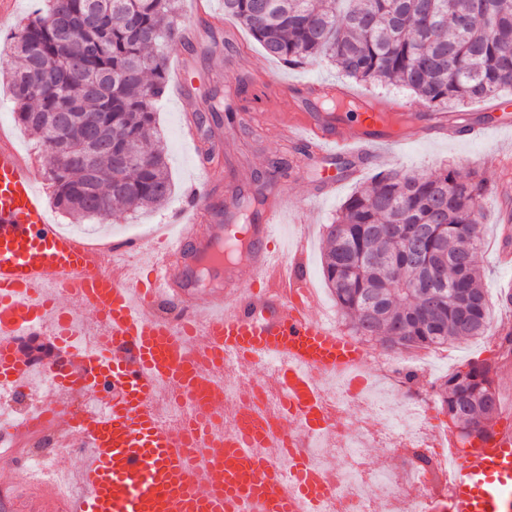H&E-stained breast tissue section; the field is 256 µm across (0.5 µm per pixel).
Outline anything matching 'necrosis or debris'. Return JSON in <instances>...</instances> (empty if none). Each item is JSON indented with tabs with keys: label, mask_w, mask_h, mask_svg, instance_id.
Here are the masks:
<instances>
[{
	"label": "necrosis or debris",
	"mask_w": 512,
	"mask_h": 512,
	"mask_svg": "<svg viewBox=\"0 0 512 512\" xmlns=\"http://www.w3.org/2000/svg\"><path fill=\"white\" fill-rule=\"evenodd\" d=\"M420 362L408 358L382 362L380 372L390 381L387 395H379L372 384L352 387L349 382L324 378L318 395L321 410L334 428L331 445L320 435H308L305 451L321 470L322 480L335 486V496L321 499L310 512H430L433 503L446 501L452 493V453L459 450L455 430L434 432L432 406L420 389L408 387L405 375L418 372ZM279 363H271L265 374L252 376L239 369L235 357H225L215 374L229 395L251 400L278 426L284 393L278 387ZM379 412L378 421H358L359 413ZM382 446L400 456L401 466L380 476L366 461V448ZM344 465H333L330 453ZM409 480L416 492L400 495V480Z\"/></svg>",
	"instance_id": "1"
}]
</instances>
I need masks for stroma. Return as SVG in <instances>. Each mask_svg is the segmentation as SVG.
<instances>
[{
  "label": "stroma",
  "mask_w": 512,
  "mask_h": 512,
  "mask_svg": "<svg viewBox=\"0 0 512 512\" xmlns=\"http://www.w3.org/2000/svg\"><path fill=\"white\" fill-rule=\"evenodd\" d=\"M43 2L13 0L11 20L0 23V129L20 150L35 155L40 152L37 138L21 128L14 118V103L7 80L12 59L5 47L18 25L35 14ZM180 7L184 18L183 32L189 45L170 55L168 69L173 72L184 68L188 80L183 99L166 93L156 109L158 121L165 131L163 144L175 194L163 208L146 212L135 220L127 219L125 213L118 211L111 218L85 222L83 231L97 238L116 242L126 237L148 235L182 206L186 191L196 180H209L212 198L223 200L230 182L221 177L208 179L202 157L208 144H215L219 166L232 171L235 175L233 183L239 186L250 184L253 171L262 168L271 154L290 149V142L277 128L241 122L214 130L211 141L203 140L196 145L189 143L183 134L185 126L192 113L207 108L212 91H220L225 104L243 115L262 111L261 99L269 82L306 83L308 98L315 100L321 85L346 81L334 65L326 62L291 67L267 57L247 30L225 19L224 0H180ZM508 151H512V136L503 131L480 140H417L394 148L390 164L421 172H433L450 165L463 172H478L492 184L496 181L495 157ZM375 173V168H368L359 178L347 181L336 195L318 197L309 212L298 210L297 204L314 192L315 168L301 173L291 172L288 178L280 180L279 185L287 192L290 203L287 223L308 221L313 225L308 279L322 277V248L327 225L332 223L345 200ZM498 212L499 202L494 192H486L480 208L485 246L479 255V263L484 269L483 286L493 318L500 322L512 318V309L504 308L501 301L503 292L512 288V268L500 267L493 258L492 249L503 229ZM493 338V333L488 331L474 339L448 344L447 357L432 366V374L427 378L430 386H439L449 374L468 362L483 361Z\"/></svg>",
  "instance_id": "1"
}]
</instances>
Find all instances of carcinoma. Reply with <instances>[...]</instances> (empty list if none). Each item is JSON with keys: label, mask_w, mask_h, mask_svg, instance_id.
Listing matches in <instances>:
<instances>
[{"label": "carcinoma", "mask_w": 512, "mask_h": 512, "mask_svg": "<svg viewBox=\"0 0 512 512\" xmlns=\"http://www.w3.org/2000/svg\"><path fill=\"white\" fill-rule=\"evenodd\" d=\"M224 0L264 53L290 66L325 58L359 84H396L428 107L459 106L512 89V0ZM469 16L458 26L455 12ZM183 43L179 0H46L11 36L15 120L42 143L55 205L88 220L117 206L135 213L172 196L154 105L167 92L169 55ZM197 120L220 126L213 105ZM286 154L268 158L288 176ZM487 180L445 167L380 171L327 226L324 280L350 331L411 349L485 333L490 308L474 219ZM439 292L426 317V288ZM495 367L470 363L439 392L446 414L483 432L498 410Z\"/></svg>", "instance_id": "carcinoma-1"}]
</instances>
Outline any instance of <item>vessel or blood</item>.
I'll use <instances>...</instances> for the list:
<instances>
[{"label": "vessel or blood", "instance_id": "b4317fda", "mask_svg": "<svg viewBox=\"0 0 512 512\" xmlns=\"http://www.w3.org/2000/svg\"><path fill=\"white\" fill-rule=\"evenodd\" d=\"M332 94L363 111L356 123L311 111L299 88L286 109L264 111L265 123L308 148L319 164L317 194L331 195L370 164L385 163L393 139L372 95L342 85ZM392 111L410 116L414 138L468 139L512 126L501 114L459 122L456 113H415L403 101ZM35 161L0 139V385L29 390L36 365L20 349V326L32 324L51 339V392L29 416L0 426V468L27 483L13 452L35 431L53 432L74 446L66 459L84 485L62 506L51 480L37 484L21 512H235L242 501L258 512H295L298 501L327 495L299 439L309 431L330 436L315 378L345 373L362 362L361 347L339 337L300 302L308 286V225L286 239L290 263H273L275 234L287 194L267 195L256 223L238 225L234 203L216 214L207 192L191 188L174 220L152 242L94 246L62 235L39 190ZM497 193L502 223L512 222V165L501 164ZM242 240L236 261L224 259L228 238ZM251 278H243L242 270ZM102 334L93 350L72 345L79 318ZM254 366L283 363L286 401L282 437L271 452L287 456L288 478L271 473L244 446L265 440L251 402L224 399L210 373L225 355ZM100 408L77 413L74 396L87 388ZM185 406L178 430L162 426L154 410L159 391ZM231 415L234 433L214 437L211 424ZM447 512H512V421H493L476 444L458 456Z\"/></svg>", "mask_w": 512, "mask_h": 512}]
</instances>
